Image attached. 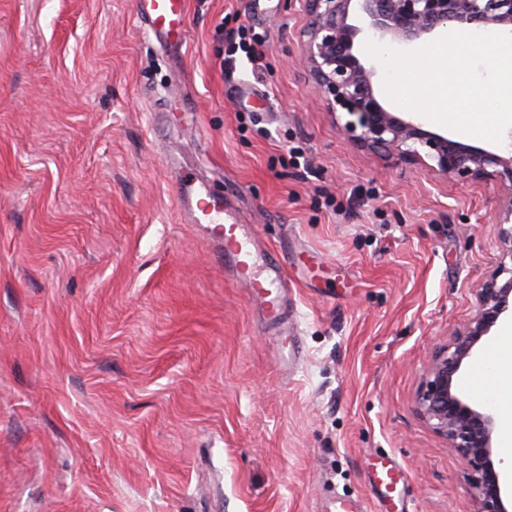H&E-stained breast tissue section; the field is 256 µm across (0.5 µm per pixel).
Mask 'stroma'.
I'll return each mask as SVG.
<instances>
[{"instance_id": "stroma-1", "label": "stroma", "mask_w": 512, "mask_h": 512, "mask_svg": "<svg viewBox=\"0 0 512 512\" xmlns=\"http://www.w3.org/2000/svg\"><path fill=\"white\" fill-rule=\"evenodd\" d=\"M132 2L0 0V512L370 507L376 457L411 512H476L417 395L477 313L512 193L360 147L309 75L302 0H189L179 56ZM175 102L194 121L169 112L161 149ZM174 163L301 257L282 324L180 221Z\"/></svg>"}]
</instances>
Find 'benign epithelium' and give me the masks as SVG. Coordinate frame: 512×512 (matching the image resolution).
<instances>
[{
  "instance_id": "obj_1",
  "label": "benign epithelium",
  "mask_w": 512,
  "mask_h": 512,
  "mask_svg": "<svg viewBox=\"0 0 512 512\" xmlns=\"http://www.w3.org/2000/svg\"><path fill=\"white\" fill-rule=\"evenodd\" d=\"M310 21L303 51L331 112L350 116L345 129L360 146L393 149L460 180H493L512 193V156L470 146L426 130L386 109L375 93V65H366L360 41L423 44L450 28L512 34V0H306ZM501 260L479 291L477 315L440 348L419 395L422 415L472 470L476 512H512L503 499L492 459L493 417L456 392L454 376L474 346L512 308V198L498 215Z\"/></svg>"
}]
</instances>
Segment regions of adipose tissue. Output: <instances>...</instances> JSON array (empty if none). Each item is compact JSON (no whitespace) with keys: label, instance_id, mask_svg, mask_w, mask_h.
I'll use <instances>...</instances> for the list:
<instances>
[{"label":"adipose tissue","instance_id":"ef3b65f1","mask_svg":"<svg viewBox=\"0 0 512 512\" xmlns=\"http://www.w3.org/2000/svg\"><path fill=\"white\" fill-rule=\"evenodd\" d=\"M479 364L470 386L480 396L505 407L508 419L503 430L506 447H512V325Z\"/></svg>","mask_w":512,"mask_h":512}]
</instances>
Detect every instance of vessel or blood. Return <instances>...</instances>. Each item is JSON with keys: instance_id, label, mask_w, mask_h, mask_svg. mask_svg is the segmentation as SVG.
Returning a JSON list of instances; mask_svg holds the SVG:
<instances>
[{"instance_id": "b4317fda", "label": "vessel or blood", "mask_w": 512, "mask_h": 512, "mask_svg": "<svg viewBox=\"0 0 512 512\" xmlns=\"http://www.w3.org/2000/svg\"><path fill=\"white\" fill-rule=\"evenodd\" d=\"M133 7L143 34L157 47L173 53L186 47L187 0H134ZM174 186L183 223L210 225L208 238L216 256L262 300L265 319L278 322L284 309L285 288L281 275L288 267L287 256L254 251L255 225L243 223L223 195L214 193L208 181L195 172H180ZM369 469L372 482L381 493L374 512H398L400 498L396 490L402 471L397 463L373 462Z\"/></svg>"}]
</instances>
